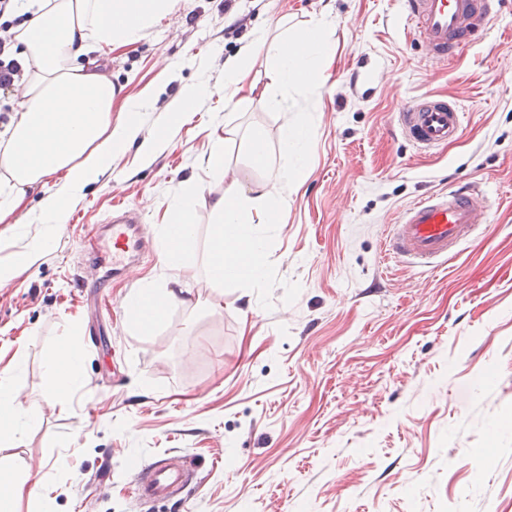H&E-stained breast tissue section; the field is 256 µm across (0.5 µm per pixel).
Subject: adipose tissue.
I'll return each instance as SVG.
<instances>
[{"label":"adipose tissue","mask_w":512,"mask_h":512,"mask_svg":"<svg viewBox=\"0 0 512 512\" xmlns=\"http://www.w3.org/2000/svg\"><path fill=\"white\" fill-rule=\"evenodd\" d=\"M179 0H19L22 20L13 28L16 46L27 64V81L12 120L0 129V282L28 271L40 254L58 242L70 216L73 197L100 183L140 134L142 104L113 114L119 91L105 71L114 49L141 38L144 32L176 11ZM271 60V80L264 88L250 83L256 54ZM335 45L327 21L315 20L303 33L256 32L250 43L224 65V98L259 94L276 107L289 97L321 88ZM311 144L309 119L297 115L284 124L281 166L252 186L230 180L210 206L211 247L198 258L192 242L197 232L196 183H187L157 227L168 284L144 281L126 301L129 323L148 331L179 301L172 288L197 266H204L213 285L253 283L267 275V241L262 224H276L288 203V189L307 179ZM55 192H47L51 180ZM43 190L37 211L29 196ZM39 226L30 229L27 219ZM26 245H19V238ZM17 366L0 373V446L16 447L24 429L37 420V404L21 403L15 386ZM47 390L55 405L67 407L83 387L84 352L70 336L44 362ZM29 497L38 512H55L53 499L37 483L0 465V512H13L18 498Z\"/></svg>","instance_id":"ef3b65f1"}]
</instances>
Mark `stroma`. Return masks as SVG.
<instances>
[{"instance_id":"35a3bbf8","label":"stroma","mask_w":512,"mask_h":512,"mask_svg":"<svg viewBox=\"0 0 512 512\" xmlns=\"http://www.w3.org/2000/svg\"><path fill=\"white\" fill-rule=\"evenodd\" d=\"M400 0H181L138 41L112 52L123 96L150 101L141 136L100 184L72 203L56 248L0 287V369L20 358L22 402L41 405L16 448L15 474L49 487L56 512H181L140 504L141 463L184 456L200 484L191 512H512V0L475 46L429 61L401 22ZM319 18L336 54L316 93L274 109L224 99V63L251 35ZM372 69L373 81L358 76ZM211 96L193 120L168 123L187 84ZM455 99L461 138L423 150L397 114L419 96ZM306 110V181L271 225L267 278L212 288L202 272L188 303L150 332L125 299L163 279L154 233L186 183L200 184L194 248L206 254L211 200L231 176L249 185L281 163L287 115ZM230 122L267 141L254 163L244 139L224 148L226 176L206 165L208 129ZM480 184L492 205L484 238L442 268L384 263L402 210L434 190ZM141 215L138 264L100 306L82 237L113 209ZM78 334L85 384L68 408L48 398L43 361Z\"/></svg>"}]
</instances>
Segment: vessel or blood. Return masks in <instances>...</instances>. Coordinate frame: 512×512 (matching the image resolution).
<instances>
[{"label":"vessel or blood","instance_id":"b4317fda","mask_svg":"<svg viewBox=\"0 0 512 512\" xmlns=\"http://www.w3.org/2000/svg\"><path fill=\"white\" fill-rule=\"evenodd\" d=\"M500 5L501 0H403V21L430 61L442 64L486 35ZM398 126L418 147L438 148L460 137L463 113L455 100L424 95L403 107ZM489 210L485 196L471 187L430 193L405 207L398 222L390 225L383 257L403 266L437 269L481 233ZM143 244L141 219L132 209L112 217L106 232H88L83 252L100 270L94 287H105L112 276L135 263ZM197 482V473L179 456L156 458L138 471L134 494L144 503L173 500L184 505Z\"/></svg>","mask_w":512,"mask_h":512}]
</instances>
